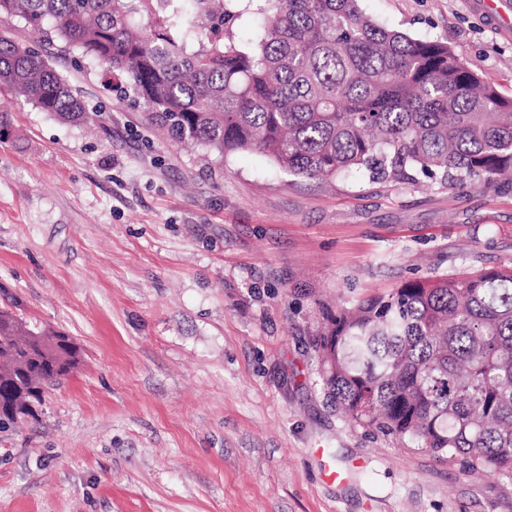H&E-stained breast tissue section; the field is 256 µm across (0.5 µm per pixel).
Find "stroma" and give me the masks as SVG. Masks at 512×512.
Wrapping results in <instances>:
<instances>
[{
    "label": "stroma",
    "mask_w": 512,
    "mask_h": 512,
    "mask_svg": "<svg viewBox=\"0 0 512 512\" xmlns=\"http://www.w3.org/2000/svg\"><path fill=\"white\" fill-rule=\"evenodd\" d=\"M473 2L362 7L512 96V37ZM0 31L100 115L74 127L0 91V308L82 355L0 433V512H512V484L351 421L319 365L343 306L512 263L511 186L207 162L106 92L100 63L13 16Z\"/></svg>",
    "instance_id": "obj_1"
}]
</instances>
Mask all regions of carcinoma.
Instances as JSON below:
<instances>
[{
	"label": "carcinoma",
	"instance_id": "obj_1",
	"mask_svg": "<svg viewBox=\"0 0 512 512\" xmlns=\"http://www.w3.org/2000/svg\"><path fill=\"white\" fill-rule=\"evenodd\" d=\"M264 15L255 38L233 32ZM125 82L180 143L218 158L258 150L282 171L442 186L512 182V97L447 43L384 27L360 0H0ZM73 125L95 121L39 52L0 33V89ZM30 330L0 323V431L35 415L68 371L29 357ZM321 375L355 423L512 483V264L407 281L340 310Z\"/></svg>",
	"mask_w": 512,
	"mask_h": 512
}]
</instances>
